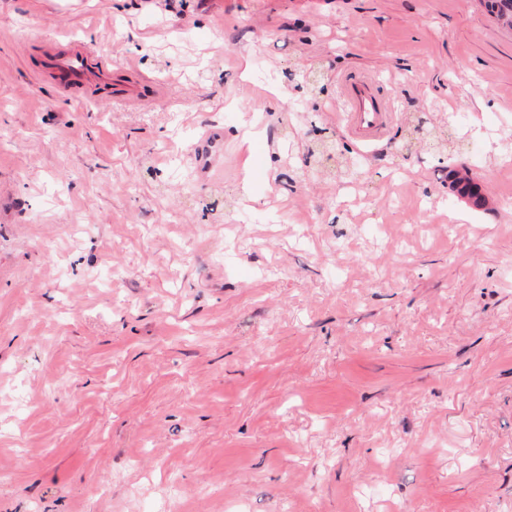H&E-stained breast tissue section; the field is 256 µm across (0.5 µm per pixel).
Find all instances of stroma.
Segmentation results:
<instances>
[{"label": "stroma", "mask_w": 512, "mask_h": 512, "mask_svg": "<svg viewBox=\"0 0 512 512\" xmlns=\"http://www.w3.org/2000/svg\"><path fill=\"white\" fill-rule=\"evenodd\" d=\"M63 37L153 86L62 96ZM170 505L512 512V31L478 0H0V512ZM341 91L349 133L362 142L381 137L390 121L391 111L378 90L364 78L352 75L342 80ZM219 138L214 133L207 135L202 139L197 147V169L201 179L211 180L222 168L219 165V152L215 148ZM461 170H453L450 174L452 190L456 192L458 199H467L472 201L476 207H485L486 198L480 193V189L477 184L473 182V179L468 173H463Z\"/></svg>", "instance_id": "35a3bbf8"}]
</instances>
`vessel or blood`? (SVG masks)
Segmentation results:
<instances>
[{
    "label": "vessel or blood",
    "instance_id": "obj_1",
    "mask_svg": "<svg viewBox=\"0 0 512 512\" xmlns=\"http://www.w3.org/2000/svg\"><path fill=\"white\" fill-rule=\"evenodd\" d=\"M42 68L67 97H76L86 86L95 85L107 90L114 99L134 103L139 99L135 85L123 80L112 70L110 58L84 45L73 49L63 43L42 50ZM346 106L344 119L349 133L356 139L369 142L384 133L390 118V108L378 90L364 78L352 75L341 82ZM217 139L207 135L197 147V169L201 179L211 180L220 170L216 148Z\"/></svg>",
    "mask_w": 512,
    "mask_h": 512
}]
</instances>
